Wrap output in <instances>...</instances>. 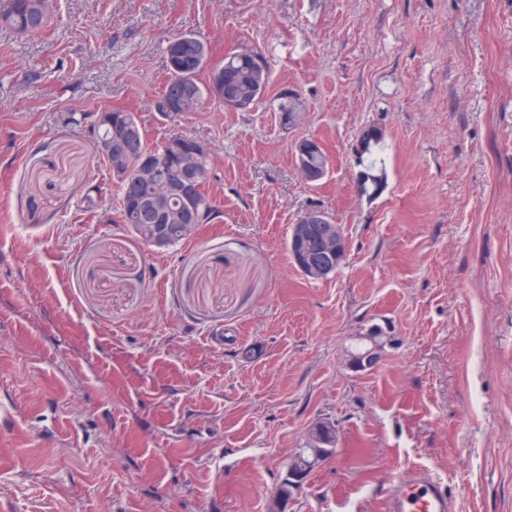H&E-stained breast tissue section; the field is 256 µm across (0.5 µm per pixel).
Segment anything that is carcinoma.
Instances as JSON below:
<instances>
[{
    "label": "carcinoma",
    "mask_w": 512,
    "mask_h": 512,
    "mask_svg": "<svg viewBox=\"0 0 512 512\" xmlns=\"http://www.w3.org/2000/svg\"><path fill=\"white\" fill-rule=\"evenodd\" d=\"M0 23L22 33H36L45 26L46 12L39 7L38 0H6V5L0 7ZM255 55L257 52L251 49L231 51L222 63L214 66L210 62L208 45L197 35L185 33L172 38L168 41L165 56L168 78L156 99V111L168 121H179L199 111L215 86L220 90V104H225L228 98L232 100L231 110L251 107L262 97L269 82L267 61L259 63ZM204 72L208 77L202 83L200 75ZM173 96L177 98L178 108L172 116L167 113L165 104ZM106 112L112 118V138L115 139L131 114L122 107L108 108ZM194 142L193 138L170 134L153 147L162 166L174 178L180 175L182 164L193 162V174L201 188L191 204L180 198L157 202L147 191L136 198L120 192L121 222L131 225L135 234L148 244L155 236L157 224L169 225L167 241L170 246L190 238L195 229L180 222L179 215L191 207L205 210L207 224L219 216L216 201L206 190L212 178L211 154L199 158L193 156L190 150ZM382 142L381 129L373 127L364 132L356 149L357 166L360 167L356 181L361 192L368 196L380 194L384 187L385 175L377 168Z\"/></svg>",
    "instance_id": "cac0c4a2"
}]
</instances>
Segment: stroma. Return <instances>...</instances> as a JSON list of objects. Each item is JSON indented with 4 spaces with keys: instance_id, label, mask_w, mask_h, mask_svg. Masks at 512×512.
Returning <instances> with one entry per match:
<instances>
[{
    "instance_id": "35a3bbf8",
    "label": "stroma",
    "mask_w": 512,
    "mask_h": 512,
    "mask_svg": "<svg viewBox=\"0 0 512 512\" xmlns=\"http://www.w3.org/2000/svg\"><path fill=\"white\" fill-rule=\"evenodd\" d=\"M0 26V512H268L320 418L333 453L284 512H385L415 467L456 512H512V0H47ZM260 52L244 111L154 108L165 50ZM300 119L280 121L282 92ZM207 143L221 214L159 250L119 219L89 123ZM380 128L386 187L355 148ZM331 160L316 186L295 145ZM342 225L329 280L291 224ZM392 331L372 368L349 359ZM38 1L6 0V5L0 7V23L22 33L41 31L46 23V12ZM383 133L381 129L373 127L362 135L359 148L356 149L357 166L362 167L356 176V181L362 193L376 196L381 193L385 175L383 168H377L378 155L382 152ZM373 157L365 163L364 156ZM322 209H309L296 221L291 234L290 246L294 257V263L303 276L306 274L325 276L320 279H328L345 264L348 257V243L344 231L339 224H334L335 229H325L312 241L307 238V229L319 228L318 224H333Z\"/></svg>"
}]
</instances>
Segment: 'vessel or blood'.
I'll return each instance as SVG.
<instances>
[{
  "mask_svg": "<svg viewBox=\"0 0 512 512\" xmlns=\"http://www.w3.org/2000/svg\"><path fill=\"white\" fill-rule=\"evenodd\" d=\"M387 512H454L443 481L432 470L411 469L389 488Z\"/></svg>",
  "mask_w": 512,
  "mask_h": 512,
  "instance_id": "obj_1",
  "label": "vessel or blood"
}]
</instances>
